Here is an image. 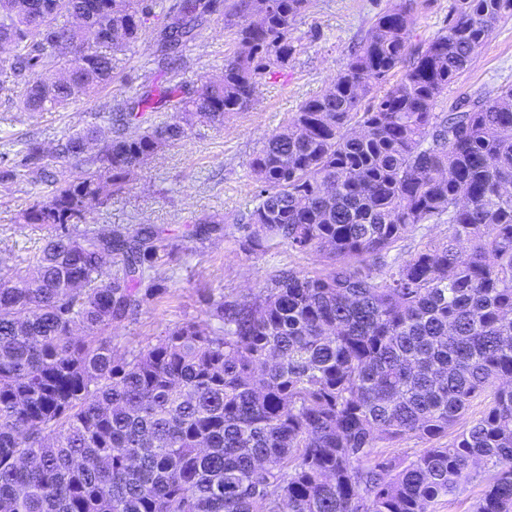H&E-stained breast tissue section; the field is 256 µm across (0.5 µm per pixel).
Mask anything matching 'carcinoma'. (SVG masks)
<instances>
[{
    "instance_id": "carcinoma-1",
    "label": "carcinoma",
    "mask_w": 512,
    "mask_h": 512,
    "mask_svg": "<svg viewBox=\"0 0 512 512\" xmlns=\"http://www.w3.org/2000/svg\"><path fill=\"white\" fill-rule=\"evenodd\" d=\"M83 4L0 0V94L20 111L57 112L109 84L155 0ZM310 4L179 0L161 50L223 12L238 40L224 72L140 96L94 155L91 127L57 149L92 169L60 172L25 210L48 234L0 277V512H435L481 463L493 474L472 512H512V86L436 111L512 0H451L447 25L419 43L415 0H394L256 152L245 241L328 269L213 299L218 328L188 322L128 357L103 336L162 292L172 248L155 224L98 228L90 215L188 126L247 108L258 78L304 51L291 30ZM160 104L172 118L142 127ZM44 157L27 143L0 180L39 175ZM423 224L448 235L387 261ZM408 438L430 447L408 463L373 455Z\"/></svg>"
}]
</instances>
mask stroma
<instances>
[{
    "label": "stroma",
    "instance_id": "1",
    "mask_svg": "<svg viewBox=\"0 0 512 512\" xmlns=\"http://www.w3.org/2000/svg\"><path fill=\"white\" fill-rule=\"evenodd\" d=\"M175 2L157 0L155 17L138 41L120 54L111 84L65 110L18 112L1 95L0 155H15L35 140L45 148L46 171L80 175L84 163L56 154L58 144L73 132L89 126L108 129L109 112L143 91L175 83L193 87L202 77L220 75L225 59L236 49L235 29L222 15L211 16L176 61L158 55L153 28L163 24ZM386 4L387 0H313L292 31L305 44V52L287 68L262 75L251 106L225 119L223 126H193L185 141L160 151L137 170L125 193L92 214L94 224L162 225L175 249L173 261L159 270V297L108 330L115 353L126 355L155 343L166 330L184 322L207 321L209 299L258 291L276 270L324 269L325 259L291 252L274 241L254 251L243 249L239 220L255 205L250 163L305 100L328 88L351 46ZM504 85H512V22L489 36L437 109L445 112L459 102L473 103L478 92ZM34 193L26 179L0 181V270L25 266L42 244V231L21 220ZM205 220L223 225L224 238L188 237V228Z\"/></svg>",
    "mask_w": 512,
    "mask_h": 512
}]
</instances>
